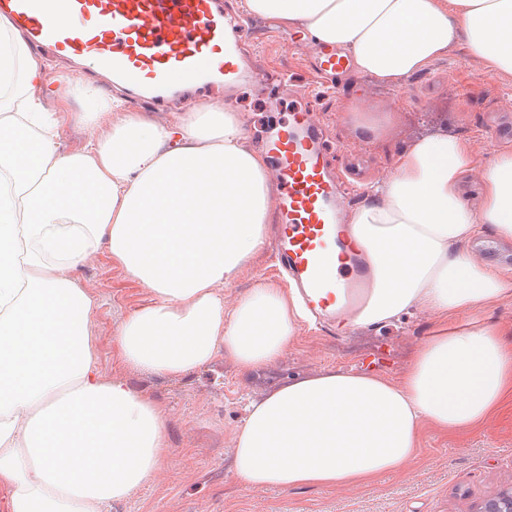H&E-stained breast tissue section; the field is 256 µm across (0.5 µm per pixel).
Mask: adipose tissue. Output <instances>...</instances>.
Returning a JSON list of instances; mask_svg holds the SVG:
<instances>
[{"label":"adipose tissue","mask_w":512,"mask_h":512,"mask_svg":"<svg viewBox=\"0 0 512 512\" xmlns=\"http://www.w3.org/2000/svg\"><path fill=\"white\" fill-rule=\"evenodd\" d=\"M248 14L304 25L358 72L399 85L465 41L512 77V0H244ZM49 80L23 33L0 16V490L6 512H110L153 482L169 454L145 393L100 371L93 298L70 273L96 251L152 298L117 326L120 364L180 379L225 353L256 371L291 344L306 310L265 283L225 311L219 285L263 248L270 187L240 113L216 103L161 126L123 111L78 73ZM83 102L99 135L59 149L63 112ZM471 144L419 137L349 219L372 281L346 325L411 309L438 322L398 381L350 370L253 400L234 431L233 469L251 489L366 486L417 454L424 427L472 429L512 396V326L485 309L512 298V274L465 247L479 225L512 239V154L481 167L480 210L458 191Z\"/></svg>","instance_id":"ef3b65f1"}]
</instances>
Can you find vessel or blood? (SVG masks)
Wrapping results in <instances>:
<instances>
[{
  "label": "vessel or blood",
  "mask_w": 512,
  "mask_h": 512,
  "mask_svg": "<svg viewBox=\"0 0 512 512\" xmlns=\"http://www.w3.org/2000/svg\"><path fill=\"white\" fill-rule=\"evenodd\" d=\"M55 17L47 0H0L32 43L78 56L114 79L143 80L161 96L182 74H205L232 84L242 77L236 36L215 0H62ZM306 111L289 113L270 147L277 185L278 246L306 307L342 325L370 278L342 224L336 185L310 132Z\"/></svg>",
  "instance_id": "vessel-or-blood-1"
}]
</instances>
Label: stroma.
Wrapping results in <instances>:
<instances>
[{
	"label": "stroma",
	"instance_id": "stroma-1",
	"mask_svg": "<svg viewBox=\"0 0 512 512\" xmlns=\"http://www.w3.org/2000/svg\"><path fill=\"white\" fill-rule=\"evenodd\" d=\"M244 42L251 70L233 90L223 84L191 86L184 99L156 107L126 94L125 109L144 112L161 125L180 113L214 104L243 113L247 145L267 152L283 116L311 113L325 159L336 178L338 203L351 213L369 186L387 175L418 137L448 133L470 141L480 165L512 152V78L490 74L464 47L451 48L399 86L382 85L356 69L321 73L318 47L299 25L249 17ZM391 107L395 121L383 139L362 140L347 119L350 104ZM468 248L482 263L512 271V240L482 228ZM274 247H264L229 284L225 308L259 284L278 282ZM73 278L97 303L92 334L99 366L148 392L165 416L170 453L155 480L110 512H472L474 505L512 487V406L481 427L452 435L427 429L415 459L368 486L289 491L246 489L231 469L234 430L246 401L322 371L354 370L398 378L429 333L435 316L416 309L385 326L343 332L323 321L302 323L295 341L263 369L245 373L224 354L177 382L117 363V325L151 298L148 288L96 252Z\"/></svg>",
	"mask_w": 512,
	"mask_h": 512
}]
</instances>
